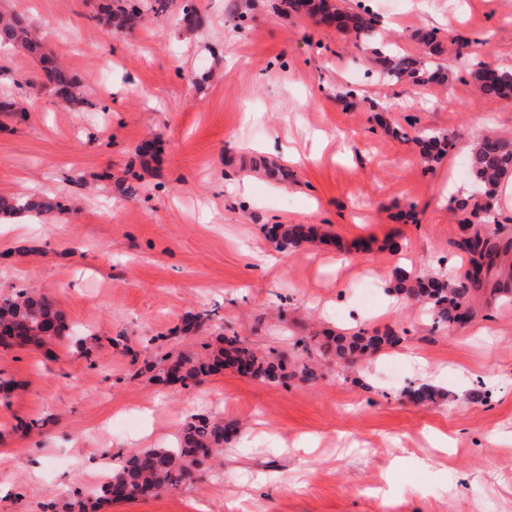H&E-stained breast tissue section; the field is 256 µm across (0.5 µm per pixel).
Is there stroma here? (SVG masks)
<instances>
[{
  "mask_svg": "<svg viewBox=\"0 0 512 512\" xmlns=\"http://www.w3.org/2000/svg\"><path fill=\"white\" fill-rule=\"evenodd\" d=\"M153 2L141 0L143 26L110 35L96 0H0L84 98L58 100L38 58L0 50V98L26 104L0 112V194L61 205L0 223V297L47 295L71 333L0 346V512H52L130 451L174 446L201 414L242 424L219 465L102 512H512V207L497 212L504 248L469 323L433 329L386 293L398 270L468 269L447 191L469 185L474 142L512 132V100L485 98L447 49L451 82H380L353 32L281 16L276 0H195L192 28L177 22L181 0L158 14ZM360 3L408 52L414 31L435 28L512 69V0L346 5ZM431 132L454 147L428 168L416 139ZM278 224L316 235L283 251ZM362 288L372 306L355 303ZM205 310V327L182 334ZM344 328L405 340L355 369L323 361L312 383L230 366L196 385L154 378L169 351L205 357L221 336L291 357L298 338ZM428 367L448 379L420 404L410 393ZM34 419L44 427L25 429Z\"/></svg>",
  "mask_w": 512,
  "mask_h": 512,
  "instance_id": "1",
  "label": "stroma"
}]
</instances>
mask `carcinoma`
Wrapping results in <instances>:
<instances>
[{
  "label": "carcinoma",
  "instance_id": "obj_1",
  "mask_svg": "<svg viewBox=\"0 0 512 512\" xmlns=\"http://www.w3.org/2000/svg\"><path fill=\"white\" fill-rule=\"evenodd\" d=\"M281 15L303 13L310 17L331 15L339 28L354 32L360 43L371 47V61L379 76L388 82L423 85L447 80L448 74L435 62L442 51L436 30L419 31L415 39L421 54L401 51L379 38L377 20L369 10L353 11L343 0H279ZM95 19L107 33H129L143 25L145 17L139 0H109L98 5ZM15 46L43 60L47 82L65 101L75 99L78 83L75 77L56 60L43 52L41 42L31 32L30 23L22 16L0 13V47ZM456 56L469 65L466 70L481 92L490 99H500L504 90L512 89V72L483 61L469 63L467 44H455ZM422 157L427 163H439L448 155L450 141L442 135L420 139ZM468 170L474 190L464 197H452L449 208L465 214L464 237L459 249L470 255V268L457 279L444 276L410 278L402 273L395 278L391 292L407 304L422 303L431 313L433 324L440 327L459 326L474 316L471 295L482 285L484 271L492 265L499 246L494 241L498 224L495 199L501 183L512 178V136L488 134L478 140L468 157ZM59 204L34 196L0 197V214L30 212L48 216ZM309 234L302 224L284 227L277 239L283 251L295 248ZM64 313L44 295L19 291L0 300V344L39 348L49 340L67 338ZM403 337L389 328L384 332L365 330L345 334L311 336L303 340L306 358L288 363L283 355L260 354L245 340L222 337L223 347L206 360L181 354L163 358L157 377L166 383H199L202 378L226 366L246 370V376L262 384L276 385L286 377L312 383L322 376L321 360L333 357L336 362L355 365L360 358L385 348H394ZM238 424L208 416H195L183 424L177 445L173 448H144L128 455L124 463L110 471L107 479L93 492L61 504V512H100L103 505L132 499H147L164 490L176 489L196 481L205 461L224 453V442L237 432Z\"/></svg>",
  "mask_w": 512,
  "mask_h": 512
}]
</instances>
